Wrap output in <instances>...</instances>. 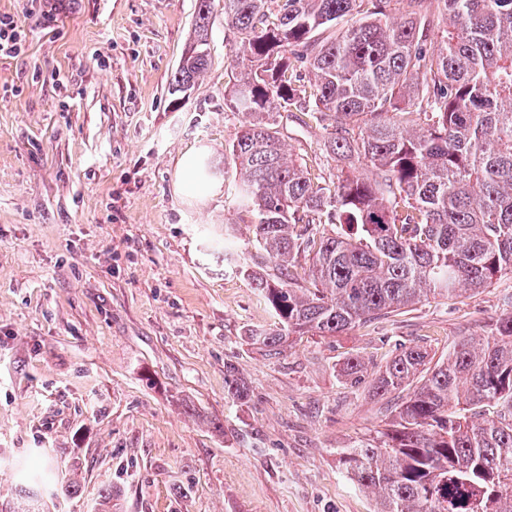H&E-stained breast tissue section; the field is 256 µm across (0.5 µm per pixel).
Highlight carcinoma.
Listing matches in <instances>:
<instances>
[{
  "label": "carcinoma",
  "mask_w": 512,
  "mask_h": 512,
  "mask_svg": "<svg viewBox=\"0 0 512 512\" xmlns=\"http://www.w3.org/2000/svg\"><path fill=\"white\" fill-rule=\"evenodd\" d=\"M198 0L173 93L210 63ZM224 106L241 115L224 188L252 224L245 269L275 318L250 343L336 336L429 295L512 277V0H224ZM309 74L300 83L299 70ZM326 131L328 180L286 150L288 113ZM345 360L342 376L362 379ZM224 391L247 389L226 366ZM415 385L378 443L338 452L379 512H512V313L431 363L406 348L374 378ZM500 404L494 420L476 422Z\"/></svg>",
  "instance_id": "obj_1"
}]
</instances>
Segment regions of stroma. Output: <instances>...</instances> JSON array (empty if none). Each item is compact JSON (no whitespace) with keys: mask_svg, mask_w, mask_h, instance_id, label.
Instances as JSON below:
<instances>
[{"mask_svg":"<svg viewBox=\"0 0 512 512\" xmlns=\"http://www.w3.org/2000/svg\"><path fill=\"white\" fill-rule=\"evenodd\" d=\"M196 6L0 0L22 33L0 57V512H95L106 485L120 512H376L337 451L405 399L373 392L379 369L415 345L447 356L512 312L504 277L279 355L249 345L274 322L237 270L253 227L223 190L178 182L190 154L223 168L239 125L223 5L207 71L168 92ZM349 357L366 365L356 384ZM229 364L246 400L224 394Z\"/></svg>","mask_w":512,"mask_h":512,"instance_id":"1","label":"stroma"}]
</instances>
